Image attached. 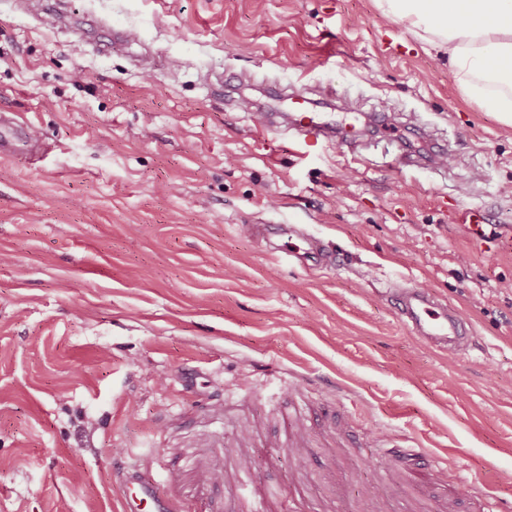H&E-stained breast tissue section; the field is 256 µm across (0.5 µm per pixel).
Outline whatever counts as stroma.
<instances>
[{
  "instance_id": "obj_1",
  "label": "stroma",
  "mask_w": 512,
  "mask_h": 512,
  "mask_svg": "<svg viewBox=\"0 0 512 512\" xmlns=\"http://www.w3.org/2000/svg\"><path fill=\"white\" fill-rule=\"evenodd\" d=\"M136 33L106 51L42 0H0V105L50 146L0 158V512H114L118 463L223 512L213 471L236 423L288 432L289 398L358 457L313 456L358 512L387 439L512 498V124L374 0H69ZM273 85L324 100L358 154L263 135ZM452 155L408 168L406 151ZM480 209L483 225L466 224ZM261 220L307 225L339 268L270 255ZM423 284L468 322L423 342L387 285ZM256 479L288 488L282 444Z\"/></svg>"
}]
</instances>
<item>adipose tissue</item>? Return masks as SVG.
<instances>
[{"label":"adipose tissue","mask_w":512,"mask_h":512,"mask_svg":"<svg viewBox=\"0 0 512 512\" xmlns=\"http://www.w3.org/2000/svg\"><path fill=\"white\" fill-rule=\"evenodd\" d=\"M448 56L463 92L512 121V0H374Z\"/></svg>","instance_id":"adipose-tissue-1"}]
</instances>
